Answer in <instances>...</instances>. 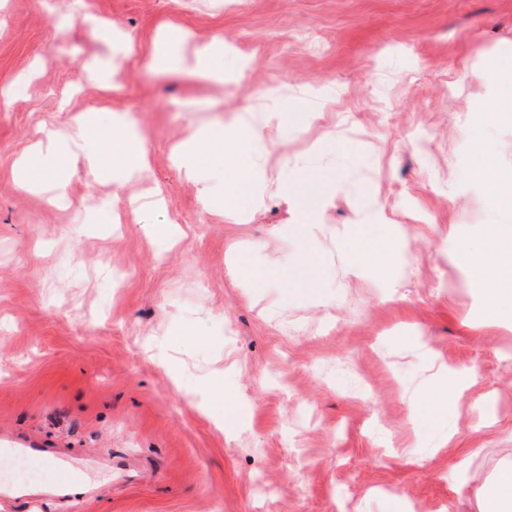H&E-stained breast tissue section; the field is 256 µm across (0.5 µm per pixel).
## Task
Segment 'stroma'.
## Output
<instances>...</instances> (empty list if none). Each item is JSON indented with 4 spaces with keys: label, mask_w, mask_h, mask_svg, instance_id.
<instances>
[{
    "label": "stroma",
    "mask_w": 512,
    "mask_h": 512,
    "mask_svg": "<svg viewBox=\"0 0 512 512\" xmlns=\"http://www.w3.org/2000/svg\"><path fill=\"white\" fill-rule=\"evenodd\" d=\"M172 27L158 77L144 61ZM216 40L220 82L191 67ZM246 112L277 115L256 186L335 177L318 215L273 192L240 224L203 208ZM130 113L147 178L85 177L79 141ZM202 127L191 179L174 154ZM48 132L71 145L61 203L16 171ZM510 181L512 0H0V436L43 450L0 512H485L512 465V323L456 254L498 251ZM355 224L392 246L358 275L336 250ZM303 252L319 287L292 278ZM427 347L479 373L449 423ZM57 451L82 482L57 486Z\"/></svg>",
    "instance_id": "1"
}]
</instances>
